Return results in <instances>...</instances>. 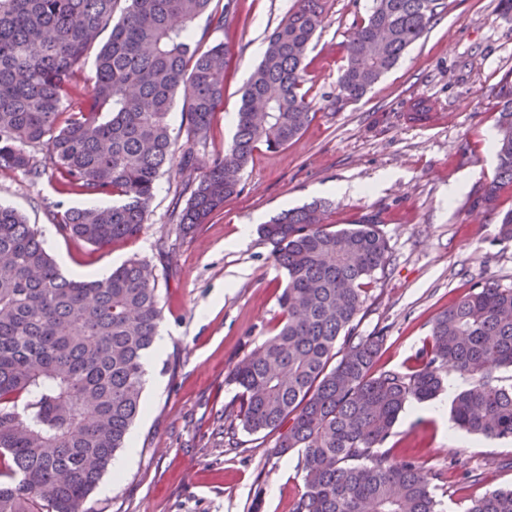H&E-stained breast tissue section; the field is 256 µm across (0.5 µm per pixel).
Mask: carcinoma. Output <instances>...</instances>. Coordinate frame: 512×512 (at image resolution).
I'll use <instances>...</instances> for the list:
<instances>
[{
  "mask_svg": "<svg viewBox=\"0 0 512 512\" xmlns=\"http://www.w3.org/2000/svg\"><path fill=\"white\" fill-rule=\"evenodd\" d=\"M211 0H0V172L37 179L46 163L61 195H105V208H69L58 231L103 247L141 233L160 175L174 167L190 196L191 231L241 192L257 145L279 149L315 117L305 61L325 0H297L268 39L245 87L236 131L205 162L224 104L227 44L193 39ZM237 0L210 14L228 27ZM442 0H373L346 45L340 95L362 98L424 35ZM93 87L67 111L86 54L103 34ZM184 91L185 143L167 117ZM497 166L472 209H498L512 191V73L497 91ZM47 148L45 161L35 149ZM326 204L284 210L262 225L287 282L275 333L232 368L236 417L251 435L275 433L274 453L298 449L304 490L292 512H440L433 477L413 457L382 449L412 400L428 401L451 374L468 385L451 407L469 434L512 440V289L486 279L439 313L415 360L375 369L384 337L358 336L368 285L389 264L376 221L332 229ZM163 319L151 265L131 259L104 279L67 278L40 235L0 205V512H94L88 499L125 447L143 408V361ZM465 512H512V488Z\"/></svg>",
  "mask_w": 512,
  "mask_h": 512,
  "instance_id": "obj_1",
  "label": "carcinoma"
}]
</instances>
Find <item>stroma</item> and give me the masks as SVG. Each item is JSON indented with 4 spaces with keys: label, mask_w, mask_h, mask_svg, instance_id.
Instances as JSON below:
<instances>
[{
    "label": "stroma",
    "mask_w": 512,
    "mask_h": 512,
    "mask_svg": "<svg viewBox=\"0 0 512 512\" xmlns=\"http://www.w3.org/2000/svg\"><path fill=\"white\" fill-rule=\"evenodd\" d=\"M445 9L398 65L360 100L340 96L342 47L366 19L373 0H327L304 89L315 118L299 139L272 151L258 145L241 193L206 224L183 233L178 215L188 192L179 169L156 183L142 232L106 247L62 236L56 202L96 204L93 196L59 197L51 171L39 179L0 173V203L35 224L64 274L116 268L128 259L151 264L169 339L145 383L143 411L132 426L134 450H121L120 475L105 473L89 498L95 512H291L303 490L302 457L274 455V438L237 431L224 441L237 392L232 366L272 333L277 296L286 283L259 231L240 239L243 224L266 222L315 199L331 202L328 221L341 227L373 218L388 240L391 261L371 285L356 333H380L376 366L406 365L428 337L433 319L483 277L512 288V239L500 238L499 217L470 207L495 173L487 148L495 131L496 93L512 73V17L497 0H445ZM294 0H238L228 30L208 15L193 38L229 43L232 76L200 160L224 151L235 132L243 87L261 60L257 49ZM427 100L434 122L409 120L414 100ZM460 185L456 198L448 188ZM345 193H337V186ZM433 402L409 403L386 445L434 474L443 512H465L471 498L512 486V442L454 429ZM475 469L479 482L465 479Z\"/></svg>",
    "instance_id": "obj_1"
}]
</instances>
